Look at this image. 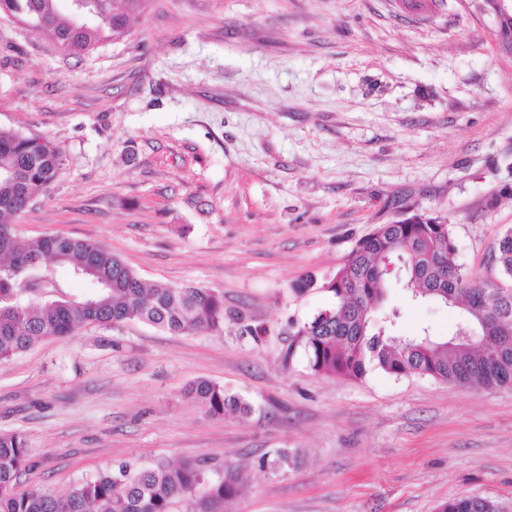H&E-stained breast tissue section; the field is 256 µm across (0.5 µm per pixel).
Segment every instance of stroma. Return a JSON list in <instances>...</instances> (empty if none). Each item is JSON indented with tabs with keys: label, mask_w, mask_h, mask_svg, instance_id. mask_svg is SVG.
I'll return each instance as SVG.
<instances>
[{
	"label": "stroma",
	"mask_w": 512,
	"mask_h": 512,
	"mask_svg": "<svg viewBox=\"0 0 512 512\" xmlns=\"http://www.w3.org/2000/svg\"><path fill=\"white\" fill-rule=\"evenodd\" d=\"M0 129L63 157L8 217L20 240H91L148 284L224 297L220 333L89 325L0 361V432L31 455L18 491L197 458L214 481L240 470L226 512H438L459 496L512 512V387L330 378L291 347L356 242L406 208L447 218L464 271L512 285L492 258L512 197L485 206L512 183V58L487 17L463 0H150L71 55L0 13ZM389 303L406 335L460 319L396 279ZM200 378L250 412L206 415L184 396ZM278 450L295 464L259 468Z\"/></svg>",
	"instance_id": "obj_1"
}]
</instances>
